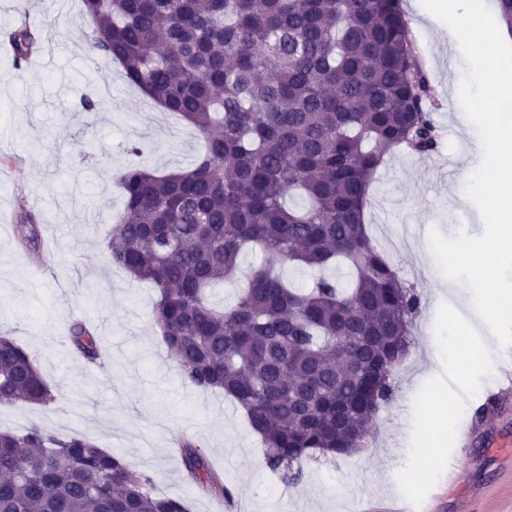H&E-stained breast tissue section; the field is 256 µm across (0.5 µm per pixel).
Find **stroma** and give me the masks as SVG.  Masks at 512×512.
Masks as SVG:
<instances>
[{
	"label": "stroma",
	"mask_w": 512,
	"mask_h": 512,
	"mask_svg": "<svg viewBox=\"0 0 512 512\" xmlns=\"http://www.w3.org/2000/svg\"><path fill=\"white\" fill-rule=\"evenodd\" d=\"M409 35L426 72L441 133L436 153L398 151L385 158L371 184L365 222L383 224L394 237L411 225L419 250H402L393 263L414 285L420 311L415 343L393 375L395 395L352 456H317L303 462L298 484L271 472L258 438L222 392L184 383L153 321L157 293L104 259L105 239L122 210L118 172L138 163L160 173L188 169L201 150L194 128L178 116L151 109L120 66L91 54L95 25L81 0H0V155L17 164L0 172V334L13 336L37 364L54 398L46 404L0 407V428L16 433L37 426L56 436L80 434L123 457L154 492L180 499L188 512H374L410 506L413 512H512V451L498 447L512 432V400L488 411L496 376L482 367L460 368L456 344L478 340L496 362L499 346L477 315L472 295L457 285L441 295L443 273L429 233L478 236L482 216L466 194L465 166L479 138L458 93L467 71L461 50L441 39L446 26L421 0L403 5ZM35 27L40 47L13 66L4 35L20 21ZM96 102L87 110L85 99ZM139 145L141 156L130 149ZM38 212L46 252L28 255L12 217L19 207ZM436 308L437 323L427 311ZM84 320L112 359L91 365L73 355L68 329ZM461 333L449 331V322ZM440 352L429 359L430 339ZM437 394L453 423L472 421L466 446L429 448L420 395ZM200 445L228 497L184 478L172 449ZM467 464L465 480L448 482V460Z\"/></svg>",
	"instance_id": "1"
}]
</instances>
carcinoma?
Returning a JSON list of instances; mask_svg holds the SVG:
<instances>
[{
  "label": "carcinoma",
  "mask_w": 512,
  "mask_h": 512,
  "mask_svg": "<svg viewBox=\"0 0 512 512\" xmlns=\"http://www.w3.org/2000/svg\"><path fill=\"white\" fill-rule=\"evenodd\" d=\"M96 22L90 50L179 114L204 141L193 167L158 174L132 165L117 183L121 224L106 261L157 291L155 324L185 383L219 390L244 413L267 466L287 485L314 452L349 455L394 397V370L413 345L419 308L364 224L383 158L439 148L429 84L408 37L402 0H82ZM15 66L36 37L8 33ZM302 197L299 209L288 195ZM17 237L41 251L38 217L23 208ZM249 247L265 257L236 302L207 293L234 283ZM321 273L302 293L285 265ZM353 273L344 288L323 271ZM74 350L100 358L82 322ZM51 390L30 355L0 336V404H44ZM180 468L228 496L198 446ZM0 512H187L154 494L122 457L82 435L0 431Z\"/></svg>",
  "instance_id": "carcinoma-1"
}]
</instances>
